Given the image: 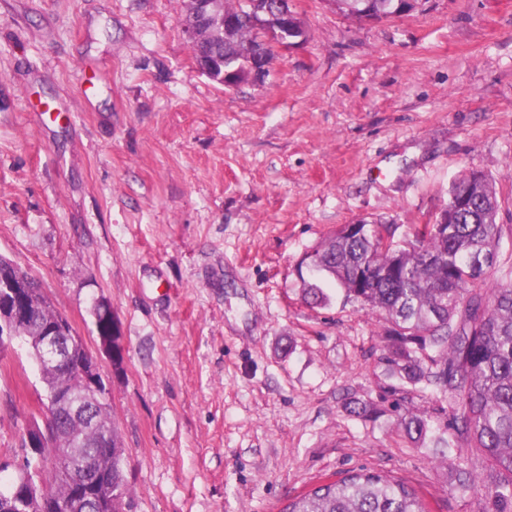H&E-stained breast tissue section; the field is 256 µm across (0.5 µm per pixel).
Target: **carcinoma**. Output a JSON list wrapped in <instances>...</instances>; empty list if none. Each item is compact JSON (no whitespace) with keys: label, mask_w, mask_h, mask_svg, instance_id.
I'll use <instances>...</instances> for the list:
<instances>
[{"label":"carcinoma","mask_w":512,"mask_h":512,"mask_svg":"<svg viewBox=\"0 0 512 512\" xmlns=\"http://www.w3.org/2000/svg\"><path fill=\"white\" fill-rule=\"evenodd\" d=\"M422 0H335L340 13L360 21H382L409 14ZM224 12L236 25L224 31V58L238 69L237 83L249 80L248 67L260 44L259 34L274 39L286 28L306 35L300 19L278 0H224ZM448 234L416 225L414 239L401 244L387 224H364L355 233L339 229L310 253L302 266L306 295L315 303L328 296L319 281L329 279L347 299L378 311L389 322L391 373L406 383H425L448 394L455 438L433 430L424 410L402 420L405 435L447 464L461 448H474L490 462L486 485L490 512H512V284L490 285L479 259L498 257L501 227L496 192L482 173L469 172L448 194ZM368 273V287L357 272ZM11 276L26 289L36 311H54L49 298L30 287V275L15 266ZM44 392L80 393L68 372L42 377ZM48 445L26 459L31 483L12 498L14 512L36 503L49 507L69 497L79 483L77 465L98 451L103 429L84 428L64 409L45 405ZM126 449L112 450V480L97 485L96 495L124 512L130 488L125 475ZM283 512H425L422 499L404 480L361 470L321 484L288 503Z\"/></svg>","instance_id":"cac0c4a2"}]
</instances>
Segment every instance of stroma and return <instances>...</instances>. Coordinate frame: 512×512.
Here are the masks:
<instances>
[{"label":"stroma","instance_id":"1","mask_svg":"<svg viewBox=\"0 0 512 512\" xmlns=\"http://www.w3.org/2000/svg\"><path fill=\"white\" fill-rule=\"evenodd\" d=\"M308 38L264 82L203 74L183 0H0V255L38 279L97 355L126 448L125 512H282L359 469L427 512H488L400 419L447 397L390 376L387 322L302 260L341 226L434 223L488 176L512 282V0H424L360 22L291 0ZM110 304L114 367L93 311ZM37 366L0 351V461L42 416ZM377 409L350 415L351 400Z\"/></svg>","mask_w":512,"mask_h":512}]
</instances>
